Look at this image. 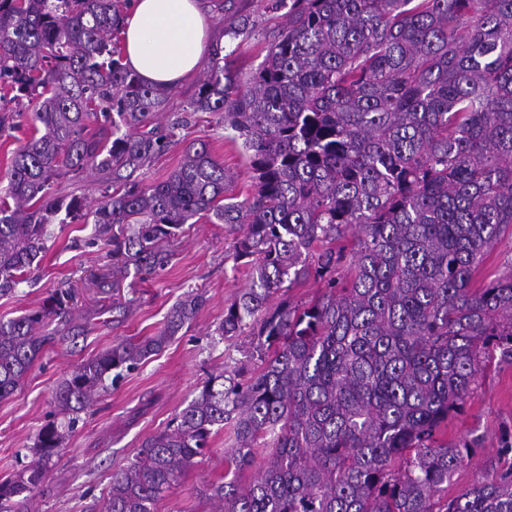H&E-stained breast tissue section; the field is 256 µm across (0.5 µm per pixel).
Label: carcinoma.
<instances>
[{"instance_id":"carcinoma-1","label":"carcinoma","mask_w":512,"mask_h":512,"mask_svg":"<svg viewBox=\"0 0 512 512\" xmlns=\"http://www.w3.org/2000/svg\"><path fill=\"white\" fill-rule=\"evenodd\" d=\"M279 2L287 20L260 67L229 71L217 43L188 101L247 154L240 200L202 140L143 182L180 124L159 123L168 88L122 63L125 0H0V80L17 102L40 97L32 136L0 171V294L39 267L56 225H95L112 267L148 274L196 217L235 235L250 277L217 332L248 334L260 365L211 378L146 438L103 512H155L226 426L234 471L261 449L263 465L246 489L210 485L216 512H512V465L498 461L448 496L479 438H438L477 376L512 362V264L474 284L512 229V0ZM85 171L104 185L95 207L60 188ZM310 278L323 283L315 299L272 303ZM70 299L57 290L0 320V400L51 340L41 330L70 319ZM203 304L186 296L156 335L116 342L58 384L37 459L0 481V512H20L112 371L159 354Z\"/></svg>"}]
</instances>
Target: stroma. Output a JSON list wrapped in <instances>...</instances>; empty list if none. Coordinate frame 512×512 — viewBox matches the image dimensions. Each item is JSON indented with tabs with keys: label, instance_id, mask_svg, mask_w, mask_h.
<instances>
[{
	"label": "stroma",
	"instance_id": "1",
	"mask_svg": "<svg viewBox=\"0 0 512 512\" xmlns=\"http://www.w3.org/2000/svg\"><path fill=\"white\" fill-rule=\"evenodd\" d=\"M210 42L231 55L233 71L250 74L263 62L266 47L285 17L275 0H204ZM248 19L251 33L230 42L225 26ZM203 71L169 88L166 120H180L187 140L209 143L215 159L232 175V194L250 187L246 157L224 131L216 115L192 112L187 102L203 79ZM93 226L68 225L48 242L37 270L11 293L0 295V319L38 309L56 290L74 291L71 320L55 323L53 340L15 393L0 401V479L18 474L32 463L39 428L53 414V391L79 364L113 343L141 340L162 327L171 307L188 294L203 296L204 305L188 329L182 330L156 356L106 382L94 406L85 412L64 448L50 463L44 484L33 496L31 512H98L114 472L135 458L143 440L165 429L212 376L226 370L249 373L257 365L249 337L223 339L213 331L225 307L247 281V270L234 260L233 238L223 225L208 219L187 224L169 243L172 259L146 275L128 266L112 270V259L91 244ZM449 440L476 437L480 445L448 486L449 495L472 484L496 459L504 442H512V363L500 362L479 376L463 409L449 417ZM233 438L230 430L213 434L210 449L180 476L176 486L156 504V512H212L204 491L223 481Z\"/></svg>",
	"mask_w": 512,
	"mask_h": 512
}]
</instances>
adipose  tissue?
Wrapping results in <instances>:
<instances>
[{"label":"adipose tissue","mask_w":512,"mask_h":512,"mask_svg":"<svg viewBox=\"0 0 512 512\" xmlns=\"http://www.w3.org/2000/svg\"><path fill=\"white\" fill-rule=\"evenodd\" d=\"M122 36L125 65L144 83L170 86L198 69L208 24L200 0H132Z\"/></svg>","instance_id":"obj_1"}]
</instances>
